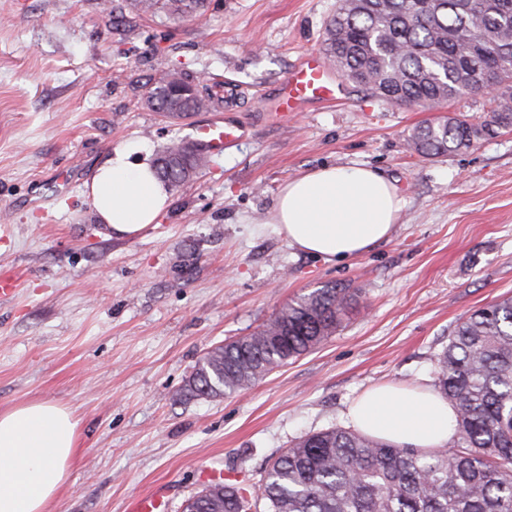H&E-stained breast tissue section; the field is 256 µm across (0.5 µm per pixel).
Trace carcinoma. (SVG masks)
I'll return each instance as SVG.
<instances>
[{
	"label": "carcinoma",
	"mask_w": 512,
	"mask_h": 512,
	"mask_svg": "<svg viewBox=\"0 0 512 512\" xmlns=\"http://www.w3.org/2000/svg\"><path fill=\"white\" fill-rule=\"evenodd\" d=\"M206 0H132L137 16L196 19ZM339 0L323 32L324 54L346 78L398 106L449 100L472 76H496L490 120L430 121L409 140L423 156L453 154L473 140L512 128V0ZM146 104L173 118L223 104L189 74L172 70L148 87ZM207 163L174 139L156 174L177 187ZM349 299L318 288L284 305L267 324L201 359L188 390L220 397L254 386L336 330ZM435 389L456 409L449 448L398 446L335 426L298 437L271 461L254 490L210 484L184 512H512V297L460 319L437 358Z\"/></svg>",
	"instance_id": "carcinoma-1"
}]
</instances>
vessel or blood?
I'll use <instances>...</instances> for the list:
<instances>
[{"label":"vessel or blood","mask_w":512,"mask_h":512,"mask_svg":"<svg viewBox=\"0 0 512 512\" xmlns=\"http://www.w3.org/2000/svg\"><path fill=\"white\" fill-rule=\"evenodd\" d=\"M340 92L326 58L312 51L302 55L280 79L268 109L271 115L283 116L301 111L310 104L334 102ZM248 134V128L231 114H214L192 125L190 139L199 144L208 157L219 158Z\"/></svg>","instance_id":"vessel-or-blood-1"}]
</instances>
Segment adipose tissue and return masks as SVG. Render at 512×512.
<instances>
[{
    "mask_svg": "<svg viewBox=\"0 0 512 512\" xmlns=\"http://www.w3.org/2000/svg\"><path fill=\"white\" fill-rule=\"evenodd\" d=\"M139 144L113 150L86 185L113 237H139L170 203L167 186ZM404 200L381 170L325 165L289 180L267 216L289 245L329 262L388 240ZM358 431L429 450L455 440L456 410L432 388L385 384L364 390L348 411ZM79 421L66 407L33 400L0 411V512H45L65 484Z\"/></svg>",
    "mask_w": 512,
    "mask_h": 512,
    "instance_id": "adipose-tissue-1",
    "label": "adipose tissue"
}]
</instances>
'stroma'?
Listing matches in <instances>:
<instances>
[{
	"mask_svg": "<svg viewBox=\"0 0 512 512\" xmlns=\"http://www.w3.org/2000/svg\"><path fill=\"white\" fill-rule=\"evenodd\" d=\"M101 2L0 0V411L49 399L80 422L46 512H127L158 488L183 512L201 468L257 482L297 437L350 428L364 390L433 386L458 321L512 296V131L425 158L416 128L481 121L486 99L395 107L348 81L336 104L270 116L336 0H208L194 21ZM177 68L231 95L250 134L171 188L142 236L114 238L84 185L115 148L155 158L188 135L144 101ZM326 164L380 169L405 201L388 241L340 264L265 221L286 181ZM327 285L354 301L317 348L247 390L187 391L207 352Z\"/></svg>",
	"mask_w": 512,
	"mask_h": 512,
	"instance_id": "stroma-1",
	"label": "stroma"
}]
</instances>
